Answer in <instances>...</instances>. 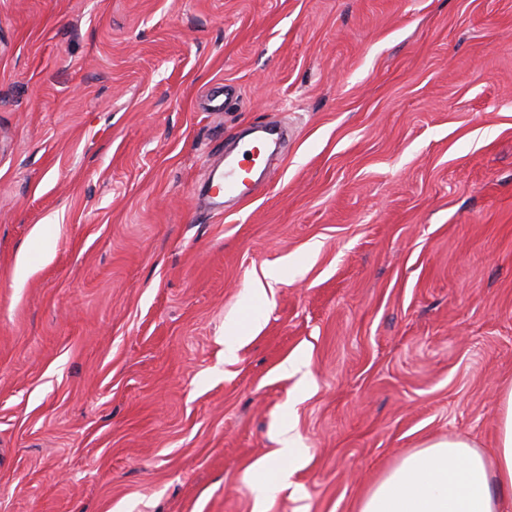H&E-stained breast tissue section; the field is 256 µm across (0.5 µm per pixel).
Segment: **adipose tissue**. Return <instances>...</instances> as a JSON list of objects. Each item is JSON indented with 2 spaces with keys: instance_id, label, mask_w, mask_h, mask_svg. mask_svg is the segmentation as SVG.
Wrapping results in <instances>:
<instances>
[{
  "instance_id": "ef3b65f1",
  "label": "adipose tissue",
  "mask_w": 512,
  "mask_h": 512,
  "mask_svg": "<svg viewBox=\"0 0 512 512\" xmlns=\"http://www.w3.org/2000/svg\"><path fill=\"white\" fill-rule=\"evenodd\" d=\"M359 512H512V382L500 389L495 448L461 436L430 442L374 483Z\"/></svg>"
}]
</instances>
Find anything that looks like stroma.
<instances>
[{"label":"stroma","instance_id":"35a3bbf8","mask_svg":"<svg viewBox=\"0 0 512 512\" xmlns=\"http://www.w3.org/2000/svg\"><path fill=\"white\" fill-rule=\"evenodd\" d=\"M508 379L512 0H0V512H358ZM256 148L253 141L243 144L240 150L241 160L227 163L224 167V171L218 174L217 171H215L209 181L202 184V188L198 192V197L207 199L211 194H214L212 197L215 198L224 197V195L238 200L247 198V177L244 176L245 165L242 164V162H251L252 153ZM204 187L207 189V194L202 193ZM257 472H263V479L267 482L257 484L260 493L264 494L277 488L284 481L286 466L283 464L281 467L276 468L270 461H259L255 464L254 473Z\"/></svg>","mask_w":512,"mask_h":512}]
</instances>
